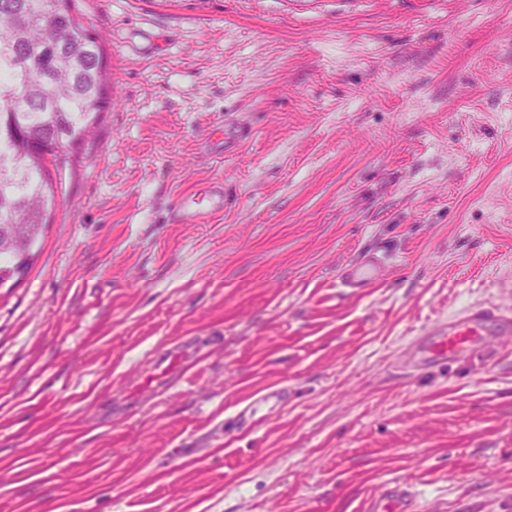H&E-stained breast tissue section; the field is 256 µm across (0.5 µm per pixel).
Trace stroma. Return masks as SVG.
Instances as JSON below:
<instances>
[{
  "instance_id": "35a3bbf8",
  "label": "stroma",
  "mask_w": 512,
  "mask_h": 512,
  "mask_svg": "<svg viewBox=\"0 0 512 512\" xmlns=\"http://www.w3.org/2000/svg\"><path fill=\"white\" fill-rule=\"evenodd\" d=\"M78 7L116 104L0 287V512H512V335L412 364L512 314V0ZM503 327L512 329V318L496 309L468 310L438 327L433 340L424 346L422 358L435 364L469 355L480 336H493ZM385 502V503H384ZM412 501L405 493L394 485L370 503L368 512H413Z\"/></svg>"
}]
</instances>
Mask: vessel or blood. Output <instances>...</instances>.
I'll return each mask as SVG.
<instances>
[{"label": "vessel or blood", "mask_w": 512, "mask_h": 512, "mask_svg": "<svg viewBox=\"0 0 512 512\" xmlns=\"http://www.w3.org/2000/svg\"><path fill=\"white\" fill-rule=\"evenodd\" d=\"M504 327L512 328V317L495 309L461 313L438 327L433 340L423 348V360L435 364L471 354L479 337L494 335ZM368 512H413V508L405 493L392 486L371 502Z\"/></svg>", "instance_id": "vessel-or-blood-1"}]
</instances>
